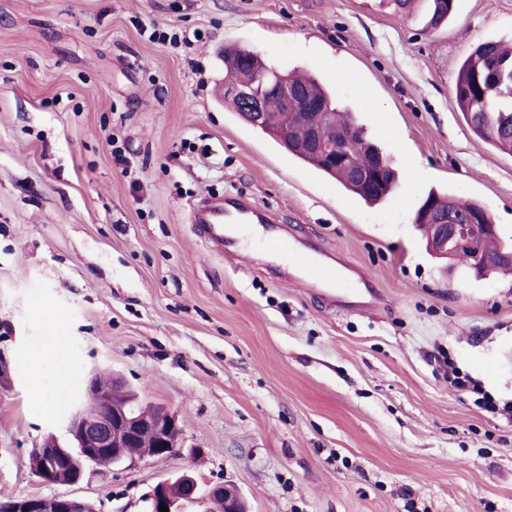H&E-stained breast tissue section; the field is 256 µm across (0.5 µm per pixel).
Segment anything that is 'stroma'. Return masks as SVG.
Here are the masks:
<instances>
[{"instance_id": "stroma-1", "label": "stroma", "mask_w": 512, "mask_h": 512, "mask_svg": "<svg viewBox=\"0 0 512 512\" xmlns=\"http://www.w3.org/2000/svg\"><path fill=\"white\" fill-rule=\"evenodd\" d=\"M154 24L200 40L153 42ZM489 40L512 42V0H456L436 31L425 6L392 0H0V495L146 512L187 470L235 484L249 512H512V418L440 367L512 400V279L432 258L413 225L445 188L512 238V154L472 132L454 93ZM230 45L362 85L338 99L397 170L393 195L365 204L224 103ZM235 194L301 250L353 264L336 291L364 272L383 302L325 303L258 241L212 251L193 210ZM37 360L50 394L66 372L63 398L35 395ZM92 370L174 411L181 446L45 483L28 452L65 437ZM446 368L448 367V382L457 390L468 392L476 396L474 401L485 407L488 411H500L499 405L488 394L484 393L477 382L473 381L469 376L460 373L453 363L444 362Z\"/></svg>"}]
</instances>
